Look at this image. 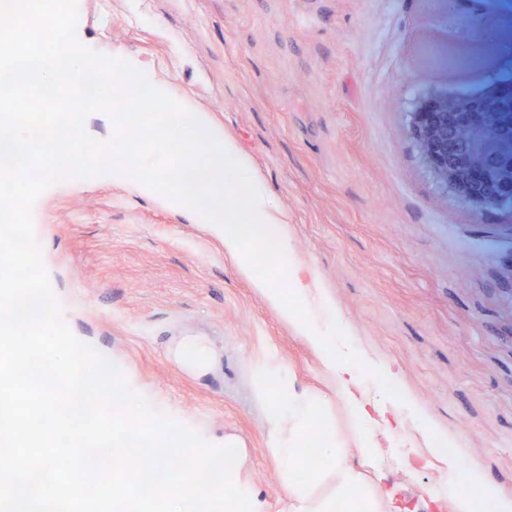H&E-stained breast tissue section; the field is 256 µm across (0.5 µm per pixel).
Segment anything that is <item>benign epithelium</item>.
Instances as JSON below:
<instances>
[{"label": "benign epithelium", "instance_id": "benign-epithelium-1", "mask_svg": "<svg viewBox=\"0 0 512 512\" xmlns=\"http://www.w3.org/2000/svg\"><path fill=\"white\" fill-rule=\"evenodd\" d=\"M407 133L451 200L476 212L512 215V101L497 86L421 95L407 113Z\"/></svg>", "mask_w": 512, "mask_h": 512}]
</instances>
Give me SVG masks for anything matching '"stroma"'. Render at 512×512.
<instances>
[{
    "label": "stroma",
    "instance_id": "35a3bbf8",
    "mask_svg": "<svg viewBox=\"0 0 512 512\" xmlns=\"http://www.w3.org/2000/svg\"><path fill=\"white\" fill-rule=\"evenodd\" d=\"M484 14L492 32L472 23ZM76 36L150 67L237 142L354 347L512 498V216L447 199L406 133L420 92L478 91L512 68V0H78ZM33 224L73 335L157 410L232 439L269 512H289L253 372L269 353L297 391L326 382L223 239L108 174L48 188ZM187 340L203 365L177 353ZM353 391L402 420L370 427L372 482L402 512H454L446 461L400 400L366 371Z\"/></svg>",
    "mask_w": 512,
    "mask_h": 512
}]
</instances>
